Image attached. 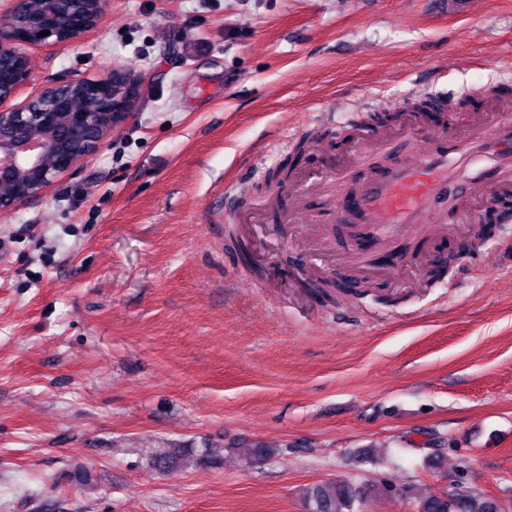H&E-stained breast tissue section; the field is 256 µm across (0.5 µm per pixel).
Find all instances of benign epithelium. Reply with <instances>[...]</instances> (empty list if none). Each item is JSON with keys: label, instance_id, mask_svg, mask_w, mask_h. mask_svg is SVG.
<instances>
[{"label": "benign epithelium", "instance_id": "7a95c632", "mask_svg": "<svg viewBox=\"0 0 512 512\" xmlns=\"http://www.w3.org/2000/svg\"><path fill=\"white\" fill-rule=\"evenodd\" d=\"M48 41L61 48L73 43L60 37L47 15L33 21L30 30L17 29L6 18H0V60L20 56L19 44ZM110 84L112 100L103 105L101 112L66 111V102L56 93L57 87L63 85L61 81L48 84L39 92L43 107L37 111L24 105L7 112L0 110V188L18 182L23 175L27 176L29 187L18 197L0 192V212L10 211L46 190L91 156L112 130L132 116L137 105V82L116 72ZM47 154L56 157L51 167L40 163Z\"/></svg>", "mask_w": 512, "mask_h": 512}]
</instances>
